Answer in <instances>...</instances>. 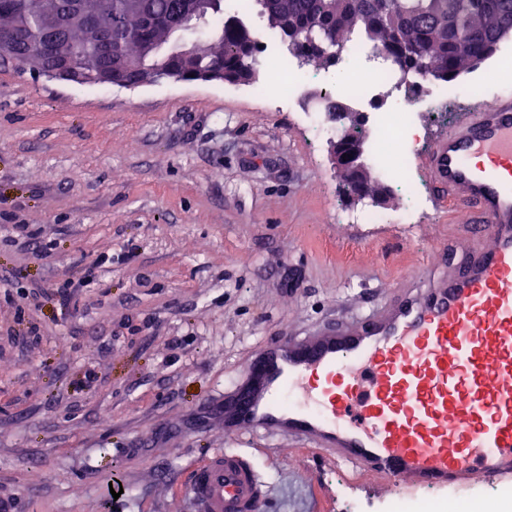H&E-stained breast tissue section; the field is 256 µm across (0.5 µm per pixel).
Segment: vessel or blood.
I'll use <instances>...</instances> for the list:
<instances>
[{"label":"vessel or blood","instance_id":"1","mask_svg":"<svg viewBox=\"0 0 512 512\" xmlns=\"http://www.w3.org/2000/svg\"><path fill=\"white\" fill-rule=\"evenodd\" d=\"M425 166L468 216L465 261L440 287L263 348L224 392L226 434L297 440L392 492L512 477V97L440 131ZM184 493L193 512H259L267 486L216 450Z\"/></svg>","mask_w":512,"mask_h":512}]
</instances>
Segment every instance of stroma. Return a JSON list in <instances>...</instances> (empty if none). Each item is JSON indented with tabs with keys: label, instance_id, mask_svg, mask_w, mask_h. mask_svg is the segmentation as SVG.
Returning a JSON list of instances; mask_svg holds the SVG:
<instances>
[{
	"label": "stroma",
	"instance_id": "35a3bbf8",
	"mask_svg": "<svg viewBox=\"0 0 512 512\" xmlns=\"http://www.w3.org/2000/svg\"><path fill=\"white\" fill-rule=\"evenodd\" d=\"M431 88L409 152L423 182L427 113L494 105L512 67ZM330 141L252 84L90 86L0 59V494L14 512H189L183 485L217 448L250 456L261 512H388L392 494L332 457L225 434L215 413L259 348L423 290L468 248L464 211L433 194L410 209L395 190L386 223H341ZM95 262L62 306L58 284ZM33 290L39 307L17 316Z\"/></svg>",
	"mask_w": 512,
	"mask_h": 512
}]
</instances>
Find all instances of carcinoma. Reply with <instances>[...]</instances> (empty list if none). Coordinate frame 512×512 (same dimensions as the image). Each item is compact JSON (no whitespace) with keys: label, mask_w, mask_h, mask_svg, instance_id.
I'll list each match as a JSON object with an SVG mask.
<instances>
[{"label":"carcinoma","mask_w":512,"mask_h":512,"mask_svg":"<svg viewBox=\"0 0 512 512\" xmlns=\"http://www.w3.org/2000/svg\"><path fill=\"white\" fill-rule=\"evenodd\" d=\"M22 6L13 14L0 16V38L19 40L20 56L27 41L40 32L45 12L64 16L71 0H19ZM107 28L108 47L93 32L80 27L68 29V48L77 58L78 83L97 85L100 75L125 63L138 52L139 44L161 39L187 24L184 0H88ZM270 28L278 30L286 51L304 63L307 49L292 40L290 33L309 26L316 40L328 49L343 47L331 60L317 51L311 62L329 68L350 59L355 40L367 42L372 53L400 64L398 47L403 46L424 65L423 78L451 81L470 67L448 42L446 22L453 19L457 37L471 46L470 57L482 62L491 57L499 44L497 24H512V0H253ZM211 44L198 54H185L171 48L158 61L145 60L140 68L125 70L131 81L154 69V81L224 80L250 83L256 78V54L242 55L239 48L252 45L243 25L222 26L210 36Z\"/></svg>","instance_id":"cac0c4a2"}]
</instances>
